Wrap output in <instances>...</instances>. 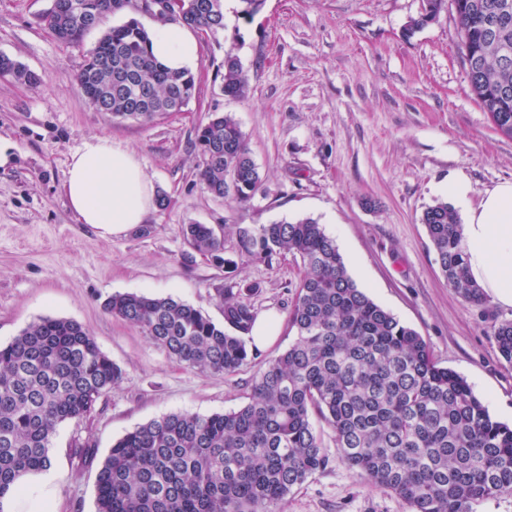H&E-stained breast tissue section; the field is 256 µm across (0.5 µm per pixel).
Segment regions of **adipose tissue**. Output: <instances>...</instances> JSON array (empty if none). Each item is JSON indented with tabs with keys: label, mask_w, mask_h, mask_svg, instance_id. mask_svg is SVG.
Wrapping results in <instances>:
<instances>
[{
	"label": "adipose tissue",
	"mask_w": 512,
	"mask_h": 512,
	"mask_svg": "<svg viewBox=\"0 0 512 512\" xmlns=\"http://www.w3.org/2000/svg\"><path fill=\"white\" fill-rule=\"evenodd\" d=\"M150 50L174 70L191 68L198 58L193 30L181 24L156 26ZM64 190L80 223L115 235L145 223L155 204L154 185L140 160L105 137L88 139L71 155ZM446 192L464 216L463 245L472 280L502 305L512 306V181L486 190L476 203L464 180L449 179ZM57 481L51 469L23 478L0 503L9 510L29 496L49 512Z\"/></svg>",
	"instance_id": "adipose-tissue-1"
}]
</instances>
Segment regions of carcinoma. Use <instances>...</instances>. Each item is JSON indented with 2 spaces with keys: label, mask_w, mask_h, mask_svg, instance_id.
<instances>
[{
  "label": "carcinoma",
  "mask_w": 512,
  "mask_h": 512,
  "mask_svg": "<svg viewBox=\"0 0 512 512\" xmlns=\"http://www.w3.org/2000/svg\"><path fill=\"white\" fill-rule=\"evenodd\" d=\"M113 2L62 0L64 9L45 26L57 41L79 44L114 13ZM449 3L471 92L496 129L512 137V0H426L405 36ZM181 7L189 26L224 28V0H182ZM149 45V30L135 17L103 32L77 74L93 107L115 120L148 123L188 105L197 93L194 74L163 66ZM0 76L42 81L5 55ZM247 90L240 59L226 52L224 95ZM196 143L199 183L208 194L246 204L260 190L261 174L232 115L210 116ZM421 223L448 286L467 303L484 305L456 212L438 201ZM235 234L244 258H300L304 272L289 311L296 338L263 364L242 407L170 413L119 438L97 472V512H286L288 495L330 463L311 423L314 412L331 428L340 459L393 493L404 512H476L481 502L512 492V426L494 419L417 331L358 288L321 224H237ZM184 235L194 251L225 262L224 240L211 226L188 224ZM216 292L222 325L171 296L115 293L104 308L178 362L202 374H229L258 357L246 339L256 312L233 289ZM491 335L512 365V321L494 323ZM122 380V369L89 331L68 318H38L0 346V512L22 475L50 465L59 425L90 415Z\"/></svg>",
  "instance_id": "carcinoma-1"
}]
</instances>
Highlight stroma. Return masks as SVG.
<instances>
[{
	"label": "stroma",
	"instance_id": "1",
	"mask_svg": "<svg viewBox=\"0 0 512 512\" xmlns=\"http://www.w3.org/2000/svg\"><path fill=\"white\" fill-rule=\"evenodd\" d=\"M51 6L0 0V54L43 77L38 85L0 77V344L39 317L69 318L125 372L90 416L59 426L49 450L62 476L54 512H97V471L117 439L168 413L238 409L263 362L293 342L288 316L301 261L242 258L236 224H323L358 287L464 376L494 419L512 425V365L490 334L493 322L512 320V306L466 303L443 277L420 221L443 200L449 177L466 180L474 200L512 181V138L470 92L454 9L408 38L404 28L423 0H265L250 19L238 0H224L223 29L198 36L195 98L140 124L97 111L76 82L86 53L124 14L66 45L42 22ZM228 50L248 79L239 98L224 94ZM215 112L234 116L262 175L244 205L213 198L198 182L196 128ZM92 136L133 151L168 198L122 235L79 223L64 195L70 156ZM367 198L374 209L364 207ZM188 224L223 234L224 264L188 246ZM219 288L282 320L257 360L228 375L187 368L104 309L118 292L172 296L220 324ZM80 444L93 449L92 463L74 456ZM286 512L403 509L335 456L289 496Z\"/></svg>",
	"mask_w": 512,
	"mask_h": 512
}]
</instances>
